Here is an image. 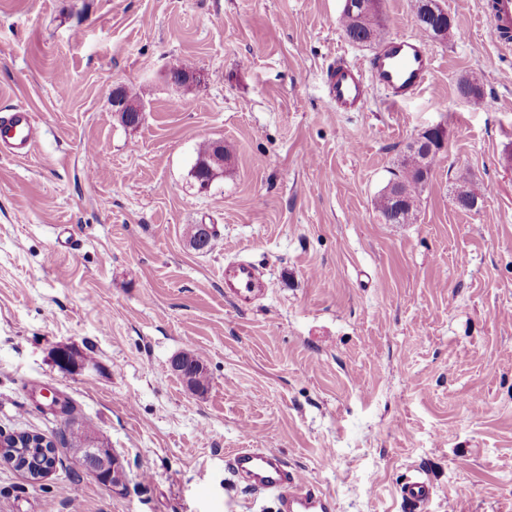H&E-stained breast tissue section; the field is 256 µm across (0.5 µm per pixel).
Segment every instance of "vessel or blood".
Wrapping results in <instances>:
<instances>
[{"mask_svg":"<svg viewBox=\"0 0 512 512\" xmlns=\"http://www.w3.org/2000/svg\"><path fill=\"white\" fill-rule=\"evenodd\" d=\"M486 36L495 46H512V0H493L485 23ZM436 69L423 36H389L367 67L339 63L327 72L328 95L340 112H360L370 86L387 90L392 101L414 96ZM39 140L38 122L32 112L18 108L0 119V151L17 157L31 153ZM265 284L257 269L244 260L224 265V296L244 306L262 295ZM229 468L237 481L256 492L275 494L283 512H335L333 498L317 490L279 455L261 448L235 449ZM432 495L429 479L416 477L402 484L400 497L407 512H422Z\"/></svg>","mask_w":512,"mask_h":512,"instance_id":"vessel-or-blood-1","label":"vessel or blood"}]
</instances>
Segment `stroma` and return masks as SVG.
Wrapping results in <instances>:
<instances>
[{
	"label": "stroma",
	"mask_w": 512,
	"mask_h": 512,
	"mask_svg": "<svg viewBox=\"0 0 512 512\" xmlns=\"http://www.w3.org/2000/svg\"><path fill=\"white\" fill-rule=\"evenodd\" d=\"M439 3L454 30L418 94L373 87L339 112L328 68L376 51L344 36V0H0V115L41 127L27 156L0 154V434L58 442L43 482L0 464V512H278L232 481L235 448L281 454L335 512H406L419 470L427 512H512V54L485 37L487 0ZM186 62L196 80L171 84ZM474 73L483 96L462 98ZM435 126L415 223H385L376 197ZM212 139L231 159L202 191ZM463 174L479 209L454 202ZM234 259L267 282L243 309L224 296ZM61 344L87 370L59 369ZM189 351L205 392L170 369ZM69 417L124 490L62 443ZM211 151V141H204L198 147L196 162L192 169V177L196 179L197 182H199L200 179L212 182L216 176L218 177V175L223 172L224 162H226L229 157L228 149L224 147L223 166L209 160ZM205 162L210 165V168L205 167ZM76 455L80 464L94 474L100 481L111 472L120 478L119 485H112L115 490H122V484L126 483V473L121 461L111 452L107 453L98 447L94 437H89L84 448H77ZM432 495L428 478L415 477L400 487V497L408 511H422Z\"/></svg>",
	"instance_id": "35a3bbf8"
}]
</instances>
